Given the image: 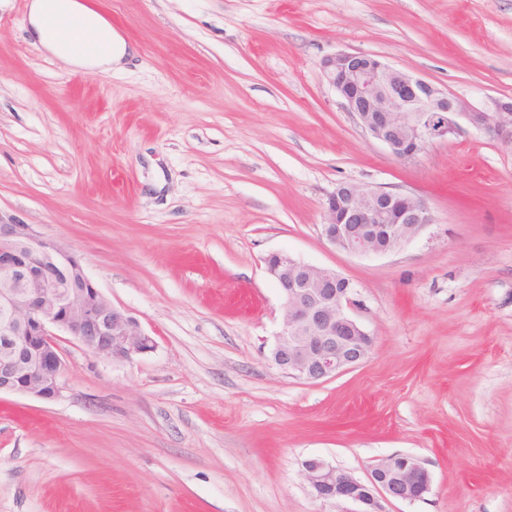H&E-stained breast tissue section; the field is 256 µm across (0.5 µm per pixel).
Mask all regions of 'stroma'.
I'll return each mask as SVG.
<instances>
[{
	"label": "stroma",
	"mask_w": 512,
	"mask_h": 512,
	"mask_svg": "<svg viewBox=\"0 0 512 512\" xmlns=\"http://www.w3.org/2000/svg\"><path fill=\"white\" fill-rule=\"evenodd\" d=\"M29 2L0 0V218L80 256L155 347L114 363L63 336L57 399L0 395V512H357L304 461L363 480L399 453L432 488L384 512H512V150L463 121L396 159L319 66L365 52L512 99V0H96L136 52L93 72L35 44ZM342 183L433 221L387 255L334 249ZM280 250L352 282L361 365H272Z\"/></svg>",
	"instance_id": "stroma-1"
}]
</instances>
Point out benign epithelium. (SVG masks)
Instances as JSON below:
<instances>
[{"instance_id":"benign-epithelium-1","label":"benign epithelium","mask_w":512,"mask_h":512,"mask_svg":"<svg viewBox=\"0 0 512 512\" xmlns=\"http://www.w3.org/2000/svg\"><path fill=\"white\" fill-rule=\"evenodd\" d=\"M321 69L357 123L399 160L447 138L459 118L512 147L511 100L478 108L368 53L328 54ZM325 210L323 239L356 256L391 253L432 223L422 199L365 185H338ZM264 264L282 297L281 328L270 352L276 367L317 383L365 361L373 338L350 313L349 279L283 251L268 254ZM60 336L115 363L155 346L133 317L103 295L67 246L43 239L31 224L0 220V394L58 398ZM303 468L316 498L351 500L360 512H382V498L412 502L431 490L429 471L409 454L383 459L365 481L321 458L304 461Z\"/></svg>"}]
</instances>
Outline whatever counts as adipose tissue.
Instances as JSON below:
<instances>
[{"label": "adipose tissue", "mask_w": 512, "mask_h": 512, "mask_svg": "<svg viewBox=\"0 0 512 512\" xmlns=\"http://www.w3.org/2000/svg\"><path fill=\"white\" fill-rule=\"evenodd\" d=\"M53 14L81 17L84 24L73 31V39L105 41L108 45L107 51L94 56L72 52L67 43L50 36L47 19ZM27 21L28 30L39 45L52 56L79 68L117 67L133 51L132 46L112 27L111 23L98 12L88 9L82 0H31Z\"/></svg>", "instance_id": "ef3b65f1"}]
</instances>
